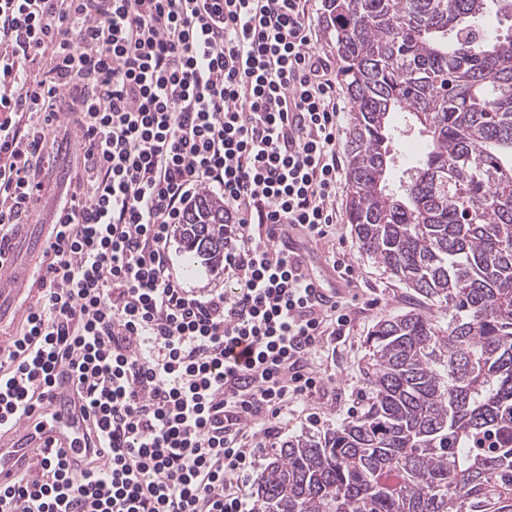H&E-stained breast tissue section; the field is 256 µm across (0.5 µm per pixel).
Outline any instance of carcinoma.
Here are the masks:
<instances>
[{"label":"carcinoma","instance_id":"cac0c4a2","mask_svg":"<svg viewBox=\"0 0 512 512\" xmlns=\"http://www.w3.org/2000/svg\"><path fill=\"white\" fill-rule=\"evenodd\" d=\"M512 0H325L351 103L348 223L439 309L380 319L365 399L266 453L258 512H512ZM224 261V200L177 225Z\"/></svg>","mask_w":512,"mask_h":512}]
</instances>
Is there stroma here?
<instances>
[{"instance_id": "stroma-1", "label": "stroma", "mask_w": 512, "mask_h": 512, "mask_svg": "<svg viewBox=\"0 0 512 512\" xmlns=\"http://www.w3.org/2000/svg\"><path fill=\"white\" fill-rule=\"evenodd\" d=\"M337 224L333 235L317 241H301L300 246L316 274L329 277L326 260L343 253L355 269V277L343 291L355 302L350 330L344 340L324 337L313 366L324 377L323 387L295 405L282 425V439L316 435L350 419L362 405L365 384L361 366L366 349L364 338L381 318L412 309L428 310V303L413 296L410 289L395 281L370 258L361 253L347 219L346 196L336 197Z\"/></svg>"}]
</instances>
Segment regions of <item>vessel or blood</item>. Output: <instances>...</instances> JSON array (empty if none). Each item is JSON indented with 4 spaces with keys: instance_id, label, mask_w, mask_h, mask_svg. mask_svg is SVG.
Returning <instances> with one entry per match:
<instances>
[{
    "instance_id": "b4317fda",
    "label": "vessel or blood",
    "mask_w": 512,
    "mask_h": 512,
    "mask_svg": "<svg viewBox=\"0 0 512 512\" xmlns=\"http://www.w3.org/2000/svg\"><path fill=\"white\" fill-rule=\"evenodd\" d=\"M15 242L0 245V312L24 319L28 305L37 296L40 272L20 267L15 259ZM70 377L59 378L50 389L41 415L22 422L9 443L0 442V486L12 485L27 474L36 458L53 450L69 458L83 452L87 418L72 405Z\"/></svg>"
}]
</instances>
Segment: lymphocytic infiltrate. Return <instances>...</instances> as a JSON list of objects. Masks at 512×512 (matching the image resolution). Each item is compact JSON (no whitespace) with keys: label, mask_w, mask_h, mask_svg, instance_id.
Segmentation results:
<instances>
[{"label":"lymphocytic infiltrate","mask_w":512,"mask_h":512,"mask_svg":"<svg viewBox=\"0 0 512 512\" xmlns=\"http://www.w3.org/2000/svg\"><path fill=\"white\" fill-rule=\"evenodd\" d=\"M312 0H0V234L49 174L60 113L88 141L36 312L0 356V432L69 372L97 440L0 487V512H254L245 478L350 303L286 227L332 234L336 68ZM41 61L47 79L30 81ZM224 201V285L192 293L174 225Z\"/></svg>","instance_id":"f902f5d3"}]
</instances>
